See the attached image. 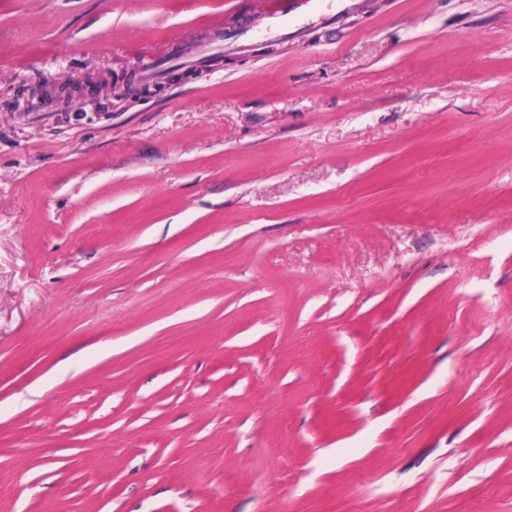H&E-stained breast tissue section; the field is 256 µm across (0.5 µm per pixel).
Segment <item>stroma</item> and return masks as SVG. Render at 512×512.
Returning <instances> with one entry per match:
<instances>
[{"mask_svg": "<svg viewBox=\"0 0 512 512\" xmlns=\"http://www.w3.org/2000/svg\"><path fill=\"white\" fill-rule=\"evenodd\" d=\"M0 0V512H512V0Z\"/></svg>", "mask_w": 512, "mask_h": 512, "instance_id": "obj_1", "label": "stroma"}]
</instances>
